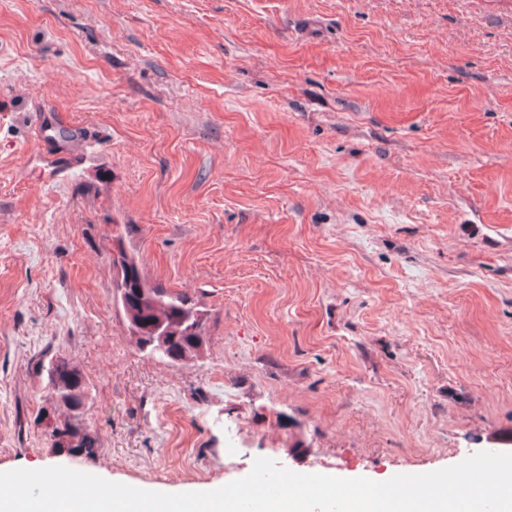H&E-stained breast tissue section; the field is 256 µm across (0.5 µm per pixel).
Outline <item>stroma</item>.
Instances as JSON below:
<instances>
[{
  "label": "stroma",
  "mask_w": 512,
  "mask_h": 512,
  "mask_svg": "<svg viewBox=\"0 0 512 512\" xmlns=\"http://www.w3.org/2000/svg\"><path fill=\"white\" fill-rule=\"evenodd\" d=\"M120 246L199 300L190 365L130 339ZM59 356L94 455L44 436ZM495 435L512 0H0V472L177 494L269 458L383 482Z\"/></svg>",
  "instance_id": "35a3bbf8"
}]
</instances>
